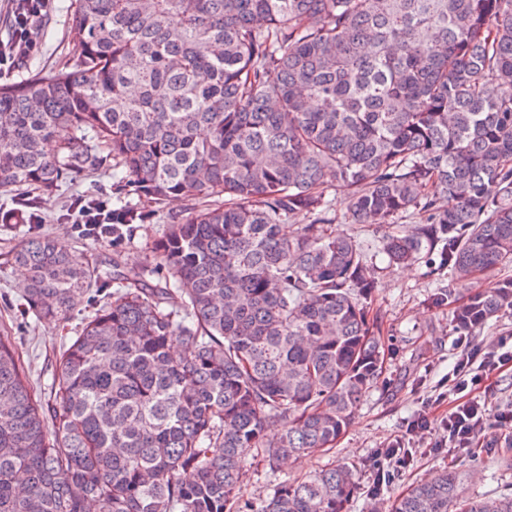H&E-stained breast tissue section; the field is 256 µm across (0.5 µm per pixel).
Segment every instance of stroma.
Here are the masks:
<instances>
[{"label":"stroma","instance_id":"35a3bbf8","mask_svg":"<svg viewBox=\"0 0 512 512\" xmlns=\"http://www.w3.org/2000/svg\"><path fill=\"white\" fill-rule=\"evenodd\" d=\"M70 6L71 0H50L45 21L34 27L38 52L13 66L0 68L1 81H18L35 73L46 75L61 66L69 46L79 38L71 25ZM122 175V169L107 166L94 174L71 177L56 195L39 201L36 208L44 231L71 244L104 272L110 271L117 254L121 255L124 268L138 266L145 243L158 236L169 216L186 207L182 200L164 203L150 223L138 225L118 248L105 239L77 236L67 204L86 195L111 198L112 187ZM351 231L378 267L371 309L377 319L375 332L385 351L384 380L367 394L335 448L327 452L314 450L273 467L249 466L241 490L243 498L261 503L278 483L332 465L346 466L358 476L349 512H370L374 503L392 499L409 484L451 465L484 470V478L472 485L477 493L495 495L512 488V427L497 421L498 415L512 411V363L489 380L484 397L491 421L478 435L475 447L451 456L439 446L440 421L448 413L443 397L450 392L448 376L462 352V343L482 351L497 346L502 336L512 334V312H504L463 338L456 331L449 308L431 300L440 288L451 290L463 300L487 287L492 279L512 278V263L500 266L493 276L461 280L437 270L426 257L409 266L389 265L377 252L382 226L355 225ZM23 281L21 268L0 262V330H6L14 342L37 394L49 402L53 399L55 359L93 308L86 301L76 305L63 328L37 321L24 308L20 293ZM422 415L431 421L429 431L407 435L408 425ZM399 439L410 448L412 457L393 482L375 487L369 462Z\"/></svg>","mask_w":512,"mask_h":512}]
</instances>
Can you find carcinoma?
Returning <instances> with one entry per match:
<instances>
[{"label": "carcinoma", "instance_id": "carcinoma-1", "mask_svg": "<svg viewBox=\"0 0 512 512\" xmlns=\"http://www.w3.org/2000/svg\"><path fill=\"white\" fill-rule=\"evenodd\" d=\"M71 21L68 63L0 83V196H50L110 158L112 243L171 197L191 207L148 246L165 286L113 259L51 407L0 335V512H347L346 466L257 509L241 495L249 460L333 448L383 380L374 268L326 195L347 192L349 224L427 212L383 236L392 264L435 246L467 279L512 260V0H73ZM4 259L39 321L97 284L36 230ZM433 301L469 334L512 310V280ZM473 481L450 466L386 512H512V491Z\"/></svg>", "mask_w": 512, "mask_h": 512}]
</instances>
